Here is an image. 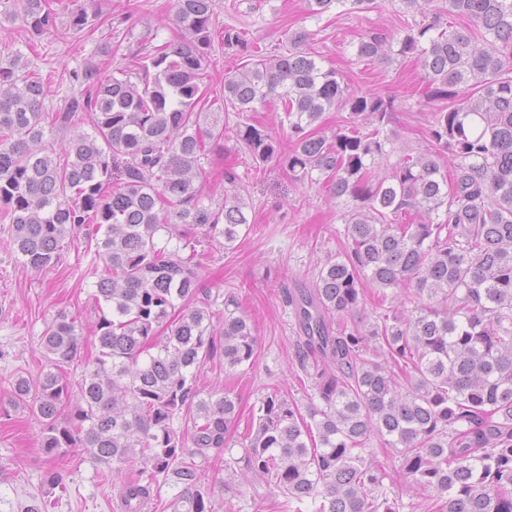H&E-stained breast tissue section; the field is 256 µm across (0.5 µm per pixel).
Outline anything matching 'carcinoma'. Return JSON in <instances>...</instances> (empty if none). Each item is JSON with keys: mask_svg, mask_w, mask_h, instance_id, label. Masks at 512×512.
<instances>
[{"mask_svg": "<svg viewBox=\"0 0 512 512\" xmlns=\"http://www.w3.org/2000/svg\"><path fill=\"white\" fill-rule=\"evenodd\" d=\"M421 21L395 34L361 38L359 58L395 52L414 59L427 99L448 101L431 113L424 152L389 157L384 129L394 100L357 93L336 72L299 50L309 33L293 32L288 49L256 57L246 32H216L214 0H176L177 43L136 42L132 69L103 80L84 65L86 98L64 112L44 109V83L20 52L0 57V215L24 266L61 262L65 240L95 225L103 269L96 299L97 355L77 382L63 375L84 346L65 313L41 337L46 369L9 380L14 405L42 425L41 448L53 457L84 448L113 474L133 459L150 480L182 485L174 512H213L202 462L229 451L240 402L230 390H202L201 370L250 363L257 337L233 295L224 325L200 296V240L230 249L251 224L239 177L224 172V199L203 203L205 142L236 137L256 161L280 142L248 122L269 99L282 103L298 182L320 179L350 203L347 244L318 266L312 287L288 294L299 339L293 363L318 399L304 419L298 404L273 392L252 411L256 429L231 458L243 474L280 493L283 512H512V0H400ZM374 0H311L320 15L334 6L368 9ZM0 20L34 35L79 33L97 15L51 0H0ZM224 50L251 58L224 77V120L205 125L204 64L215 36ZM332 109L344 126L320 130ZM90 111L92 132L54 146V130ZM180 245H159L158 237ZM404 297L411 308L355 319L364 286ZM180 428H175V423ZM396 451L421 501L403 503L384 484L370 451ZM150 485L125 486L141 512Z\"/></svg>", "mask_w": 512, "mask_h": 512, "instance_id": "carcinoma-1", "label": "carcinoma"}]
</instances>
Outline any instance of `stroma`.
Returning a JSON list of instances; mask_svg holds the SVG:
<instances>
[{
  "label": "stroma",
  "instance_id": "1",
  "mask_svg": "<svg viewBox=\"0 0 512 512\" xmlns=\"http://www.w3.org/2000/svg\"><path fill=\"white\" fill-rule=\"evenodd\" d=\"M99 17L90 30L33 36L17 23L0 24V52H22L31 70L46 86V111L63 109L68 98L83 94L76 80L85 61L97 58L103 75L133 65L131 46L148 37L154 44L178 38L174 0H98ZM218 24L236 25L258 49L287 45L289 35L310 34L303 51L321 66L335 70L352 91L373 92L394 99L387 131L395 154L417 153L428 146L427 119L434 104L424 97L426 82L413 59L364 60L356 55L361 34L371 29L393 33L404 13L399 0H375L373 9L347 13L332 8L321 15L309 12L308 0H215ZM112 53L98 56L102 43ZM204 167L206 191L220 202L224 172L240 178L251 228L232 248L223 240L203 239L199 275L211 295L215 325L224 322V298L239 296L255 321L258 352L254 364L225 371L223 364L202 369L198 385L204 390L233 389L241 397L238 428L246 430L251 411L268 388L306 407L309 399L292 365L297 332L287 292L310 287L314 269L327 256L341 251L344 206L324 184L294 181L285 157L256 162L240 149L234 127H226L219 145H208ZM8 222L0 221V512H24L40 496L46 471L61 482L49 512H121L120 491L140 478V466L128 464L120 478L111 465L95 461L75 448L55 457L41 448V425L26 410L10 403L7 381L13 375H37L45 366L40 338L46 324L66 311L82 328L86 352H94L99 318L94 268L99 259L85 233L68 242L57 267L41 272L24 268L10 244ZM233 490L214 489L213 512H278V495L265 484L245 481L241 473L224 471Z\"/></svg>",
  "mask_w": 512,
  "mask_h": 512
}]
</instances>
